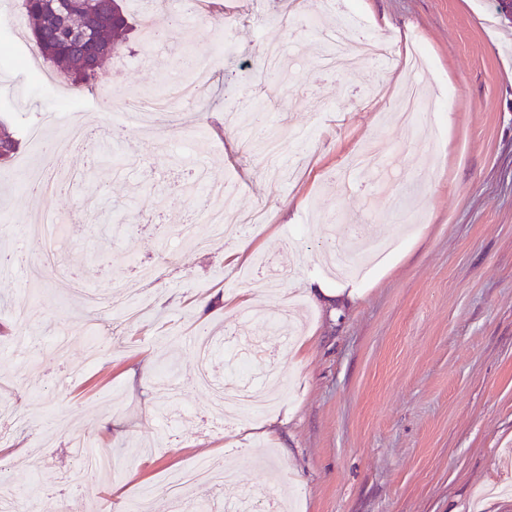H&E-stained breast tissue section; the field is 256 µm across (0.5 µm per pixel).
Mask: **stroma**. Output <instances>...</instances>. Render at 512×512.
<instances>
[{"label":"stroma","mask_w":512,"mask_h":512,"mask_svg":"<svg viewBox=\"0 0 512 512\" xmlns=\"http://www.w3.org/2000/svg\"><path fill=\"white\" fill-rule=\"evenodd\" d=\"M319 27L267 24L285 0H246L243 14L197 10L194 0H156L153 27L165 44L148 53L137 30L98 83L121 102L159 92L171 76L191 78L193 54L212 58L201 106L171 128L192 143L193 160L122 111L69 100L64 83L13 26L18 0H0V115L20 133L0 163V496L20 512H167L172 473L225 462L234 481L191 485L202 512L275 494L285 512H481L492 501L512 512V26L496 0H309ZM361 16V38H391L423 51L416 80L433 93L454 89L447 134L419 139L392 124L391 102L369 100L376 84L406 71L364 60L345 73L320 67L329 27ZM282 47V72L265 77V46ZM265 113L281 131L294 178L268 183L270 158L250 125L230 113ZM92 130L93 148L73 153L81 174L51 198L19 181L40 149L31 128L56 137L63 125ZM414 171L425 172L412 185ZM235 195L266 223L207 247L176 231L197 208L195 179ZM52 214L68 233L58 271L14 260L19 234ZM112 233L111 249L101 230ZM397 249L355 279L357 297L325 307L306 289L339 288L324 267L325 244L368 255L377 238ZM245 247L227 265L228 244ZM290 267L277 281L255 256ZM157 266L151 288L129 271ZM86 291H148L138 317L97 314ZM251 294L259 315L240 307ZM295 311V332L274 328ZM208 325L217 348L196 346ZM206 367L220 385L277 379L275 407L254 423L224 422L191 377ZM89 439L114 465L87 484L74 442Z\"/></svg>","instance_id":"obj_1"}]
</instances>
